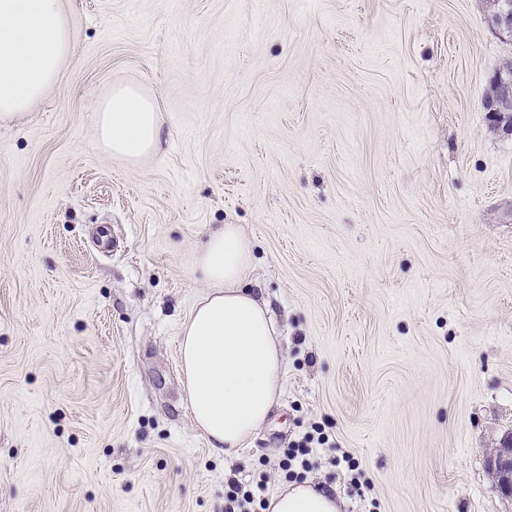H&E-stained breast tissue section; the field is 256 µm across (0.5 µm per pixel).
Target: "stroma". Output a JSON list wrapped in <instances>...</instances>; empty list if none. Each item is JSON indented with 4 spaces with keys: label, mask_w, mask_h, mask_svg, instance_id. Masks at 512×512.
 Returning a JSON list of instances; mask_svg holds the SVG:
<instances>
[{
    "label": "stroma",
    "mask_w": 512,
    "mask_h": 512,
    "mask_svg": "<svg viewBox=\"0 0 512 512\" xmlns=\"http://www.w3.org/2000/svg\"><path fill=\"white\" fill-rule=\"evenodd\" d=\"M57 83L0 122V512H224L306 479L343 512H512V63L487 0H64ZM120 85L155 149L98 142ZM240 225L285 357L234 461L195 428L180 329L210 230ZM354 459L352 484L336 457ZM492 93L484 100L483 107L489 118L511 132L512 128V65L503 66L491 80ZM160 133L156 103L134 86H117L95 115V134L113 157L136 160L151 152ZM314 443L315 435L309 434L288 449L282 468L288 472L289 478L301 479L311 469V457H313L316 450L311 446ZM512 445L507 448L496 449L488 459L490 467L496 472L501 491L507 495L512 494ZM228 487L229 490L225 494V512H256L257 507L265 506V498L261 494L262 487L244 490L236 480L228 482Z\"/></svg>",
    "instance_id": "1"
}]
</instances>
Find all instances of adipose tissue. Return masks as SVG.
I'll use <instances>...</instances> for the list:
<instances>
[{
	"mask_svg": "<svg viewBox=\"0 0 512 512\" xmlns=\"http://www.w3.org/2000/svg\"><path fill=\"white\" fill-rule=\"evenodd\" d=\"M73 42L61 0H0V120L24 117L56 81ZM160 133L155 102L115 87L95 115V134L112 154L135 160ZM252 251L239 225L209 232L195 258L207 291L183 324L178 350L188 406L211 450L236 458L265 424L283 386L284 358L267 301L245 288ZM266 512H339L310 483L282 486Z\"/></svg>",
	"mask_w": 512,
	"mask_h": 512,
	"instance_id": "adipose-tissue-1",
	"label": "adipose tissue"
}]
</instances>
